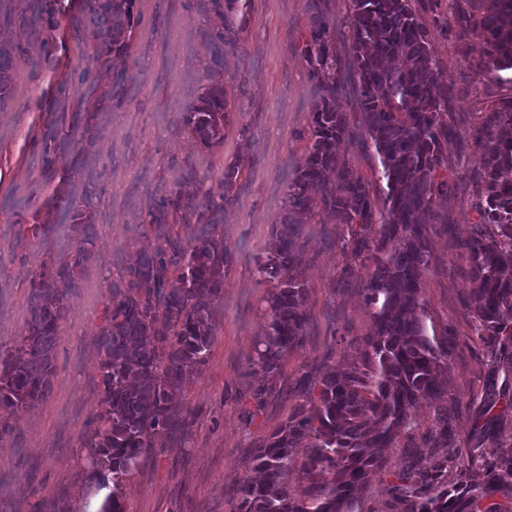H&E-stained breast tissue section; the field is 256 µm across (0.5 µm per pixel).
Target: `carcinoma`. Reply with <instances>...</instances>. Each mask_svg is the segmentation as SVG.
<instances>
[{
    "instance_id": "obj_1",
    "label": "carcinoma",
    "mask_w": 512,
    "mask_h": 512,
    "mask_svg": "<svg viewBox=\"0 0 512 512\" xmlns=\"http://www.w3.org/2000/svg\"><path fill=\"white\" fill-rule=\"evenodd\" d=\"M130 2L90 5L95 60L105 63L126 47ZM465 17L477 32L471 52L477 73L512 84V0H467ZM349 33L348 67L322 13L313 16L302 43L319 99L305 165L288 187L273 249L258 266L270 292L255 363L271 378L282 358L303 342L308 288L297 258L299 227L319 211L346 227L355 258L371 262L363 293L374 332L363 342V362L322 376L255 449L258 477L239 482L235 512H354L369 476L384 468L388 450L411 428L419 402L442 393L440 375L448 370V339L427 335L422 287L432 259L428 226L438 219V201L448 195V158L442 152L448 94L413 0H351ZM226 47H234L228 24L210 43L213 62L223 60ZM13 50L0 43V103L10 92ZM350 86L379 157L381 196L338 152L351 128L336 98ZM226 121L222 85L209 87L199 104L182 112L188 133L206 149L223 143ZM473 136L484 149L477 208L481 223L497 231L477 232L466 242L470 308L496 362L512 369V97L480 112ZM233 176L229 171L217 192L178 191L158 205L154 224H186L194 214L207 218L190 243L168 237L140 257L121 298L106 307L98 341L101 411L85 432L88 480L103 486L112 480V494L98 512H123L124 483L140 457L173 427L182 394L209 359L216 331L211 304L222 294L228 260L224 241L211 229L222 221ZM66 205L82 228L76 254L71 264L39 274L31 320L16 340L15 354L0 357V409L14 414L49 391L68 294L96 246L92 212L73 199ZM172 277L175 287L169 286ZM511 414L512 391L491 384L478 447L493 441ZM432 442L428 464L394 475L389 492L395 512H512V482L505 483L512 477V454H472L450 484L456 452L448 447V419H439ZM300 446L305 453L299 461ZM298 465L306 479L300 491L291 481Z\"/></svg>"
}]
</instances>
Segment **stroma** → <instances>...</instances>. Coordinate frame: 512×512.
<instances>
[{
	"mask_svg": "<svg viewBox=\"0 0 512 512\" xmlns=\"http://www.w3.org/2000/svg\"><path fill=\"white\" fill-rule=\"evenodd\" d=\"M43 21L26 30L27 0L0 5V41L15 46L13 83L0 106V352L12 353L31 319L30 301L43 266L70 263L79 241L59 192L89 203L97 244L67 300L53 349L48 395L17 415L0 439V512H92L98 490L86 481L83 434L101 393L97 346L112 291L164 233L152 224L157 204L177 191L216 187L228 170L236 179L216 233L228 263L224 291L212 306L217 324L210 357L183 395L187 430L159 440L123 487L124 512H235L238 483L252 468L258 444L278 429L320 377L359 361L371 316L347 232L320 213L304 224L299 259L307 280L306 337L280 362L274 378L255 364L270 288L257 274L269 255L287 208L288 187L311 145L317 87L301 52L311 12L325 13L336 47L349 57L350 0H133L124 53L100 64L93 58L88 0H40ZM425 24L441 85L448 91L449 190L430 225L433 257L423 282L427 328L448 339L443 397L423 400L408 435L389 449L374 473L359 512H388L395 473L429 454L423 442L447 417L449 445L466 456L489 377L512 385V372H495L474 332L468 308L472 283L461 258L478 228L476 173L484 150L472 136L480 111L512 96V85L478 76L465 62L473 27L451 0H415ZM234 22L235 46L223 67L211 41ZM125 79L115 82L114 72ZM223 85L228 120L223 143L198 146L181 122L205 88ZM336 105L352 136L340 152L354 174L383 185L380 166L361 123L354 90ZM40 225L32 234L30 225ZM270 383L262 411L250 392Z\"/></svg>",
	"mask_w": 512,
	"mask_h": 512,
	"instance_id": "obj_1",
	"label": "stroma"
}]
</instances>
